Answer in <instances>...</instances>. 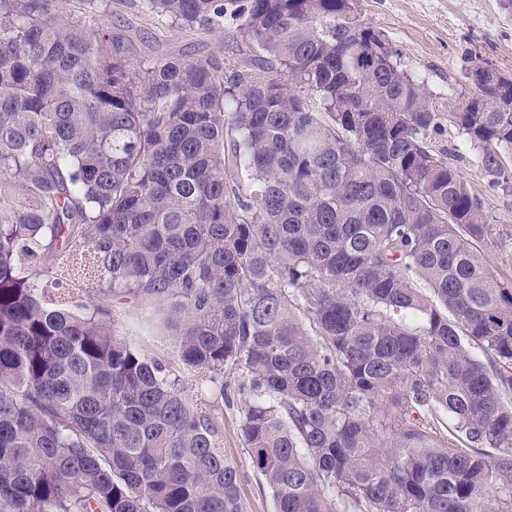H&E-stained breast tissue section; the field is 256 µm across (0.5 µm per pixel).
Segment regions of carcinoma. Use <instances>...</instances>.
<instances>
[{"label": "carcinoma", "mask_w": 512, "mask_h": 512, "mask_svg": "<svg viewBox=\"0 0 512 512\" xmlns=\"http://www.w3.org/2000/svg\"><path fill=\"white\" fill-rule=\"evenodd\" d=\"M351 2L142 0L241 38L185 60L103 27L124 0H0V512H243L226 375L275 512H512V282ZM466 78L509 190L503 83ZM144 307L134 297L118 298L112 302V317L132 342L146 346L154 355L166 357L172 352L169 341L149 329Z\"/></svg>", "instance_id": "carcinoma-1"}]
</instances>
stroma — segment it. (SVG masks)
<instances>
[{
    "label": "stroma",
    "instance_id": "stroma-1",
    "mask_svg": "<svg viewBox=\"0 0 512 512\" xmlns=\"http://www.w3.org/2000/svg\"><path fill=\"white\" fill-rule=\"evenodd\" d=\"M358 8L371 25L382 31L403 69L424 83L440 127L429 143L447 160L480 197L493 219L494 233L479 246L490 270L502 281H512V189L490 188L475 154L449 122L457 96H469L463 78L472 60L489 62L512 76V8L502 0H358ZM109 28H119L134 41L142 56L177 55L186 59L221 57L231 36L185 32L146 15L141 0H125L120 11L105 17ZM456 97H449V90ZM112 316L134 343L154 355H170L166 337L153 333L143 303L131 296L114 300ZM224 455L235 461L244 512H274L273 498L247 457L240 432V402H224Z\"/></svg>",
    "mask_w": 512,
    "mask_h": 512
}]
</instances>
